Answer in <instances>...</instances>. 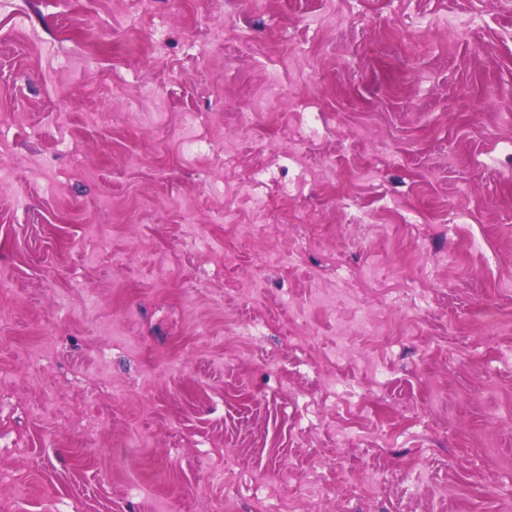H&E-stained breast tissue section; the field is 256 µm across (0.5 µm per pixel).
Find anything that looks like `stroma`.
<instances>
[{"mask_svg": "<svg viewBox=\"0 0 512 512\" xmlns=\"http://www.w3.org/2000/svg\"><path fill=\"white\" fill-rule=\"evenodd\" d=\"M1 501L512 512V0L1 10Z\"/></svg>", "mask_w": 512, "mask_h": 512, "instance_id": "obj_1", "label": "stroma"}]
</instances>
